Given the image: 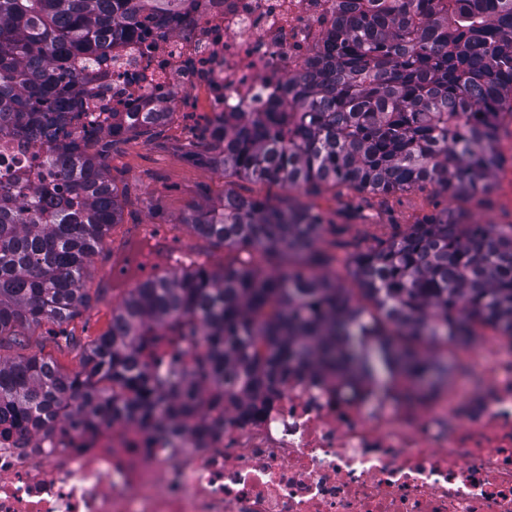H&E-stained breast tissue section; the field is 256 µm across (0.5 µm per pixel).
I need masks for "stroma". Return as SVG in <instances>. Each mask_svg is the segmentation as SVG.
Wrapping results in <instances>:
<instances>
[{
	"label": "stroma",
	"instance_id": "stroma-1",
	"mask_svg": "<svg viewBox=\"0 0 512 512\" xmlns=\"http://www.w3.org/2000/svg\"><path fill=\"white\" fill-rule=\"evenodd\" d=\"M207 122L206 113H182L174 124L158 128L155 137L129 136L105 158L124 205L123 221L112 227L108 249L118 250L127 236L137 232L147 235L153 226L162 225L189 259L216 267L224 261L223 250L208 248L182 222L192 206L218 199L228 188L260 195L274 203L287 196L298 197V190L227 177L220 170L188 159L187 150L197 142ZM496 149L504 162L488 177L489 193L477 199L455 197L430 184L395 193L382 201L364 198L343 187H322L314 201L331 215L337 226L336 232H324V240L337 239L366 248L387 239L395 226L419 223L445 209L470 224H511L512 131L501 132ZM111 265V259L98 255L87 269L88 287L105 290L97 304L62 325L45 323L31 328L26 346L10 350V357L20 359L37 354L50 358L63 371L77 370L80 345L90 343L107 330L112 304L121 301L125 294L121 288L111 293L106 290V272Z\"/></svg>",
	"mask_w": 512,
	"mask_h": 512
}]
</instances>
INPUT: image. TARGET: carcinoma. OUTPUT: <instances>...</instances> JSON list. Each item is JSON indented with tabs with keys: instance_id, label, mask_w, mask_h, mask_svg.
Segmentation results:
<instances>
[{
	"instance_id": "obj_1",
	"label": "carcinoma",
	"mask_w": 512,
	"mask_h": 512,
	"mask_svg": "<svg viewBox=\"0 0 512 512\" xmlns=\"http://www.w3.org/2000/svg\"><path fill=\"white\" fill-rule=\"evenodd\" d=\"M180 2L0 0V138L47 144L53 176L0 183V344L20 345L29 327L60 325L89 305L85 270L123 216L101 163L120 136L101 131L88 150L58 131L78 87L93 90L112 41L134 34L141 11ZM292 94L265 112L224 113L189 155L308 196L328 184L382 197L426 184L483 194L502 162L503 111L512 116V0H336ZM166 118L130 112L123 121L146 134ZM182 223L235 259L193 261L130 289L77 371L0 355V420L44 441L79 399L89 428L135 416L197 434L208 385L211 412L247 416L293 374L362 387L375 354L395 381L436 374L444 384L467 364L450 366L432 348L467 346L477 324L512 336V224L447 213L348 254L352 305L326 274L337 254L317 245L324 215L313 203L273 205L230 189ZM197 332L190 374L153 369L166 347Z\"/></svg>"
}]
</instances>
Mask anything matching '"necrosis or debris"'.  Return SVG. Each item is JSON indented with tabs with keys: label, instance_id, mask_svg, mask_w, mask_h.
Returning a JSON list of instances; mask_svg holds the SVG:
<instances>
[{
	"label": "necrosis or debris",
	"instance_id": "necrosis-or-debris-1",
	"mask_svg": "<svg viewBox=\"0 0 512 512\" xmlns=\"http://www.w3.org/2000/svg\"><path fill=\"white\" fill-rule=\"evenodd\" d=\"M335 0H185L147 11L99 62L67 132L116 112H261L316 53ZM42 148L0 139V180ZM466 392L354 391L289 377L254 416L181 439L133 417L56 425L59 447L0 423V512H512V336H481Z\"/></svg>",
	"mask_w": 512,
	"mask_h": 512
}]
</instances>
